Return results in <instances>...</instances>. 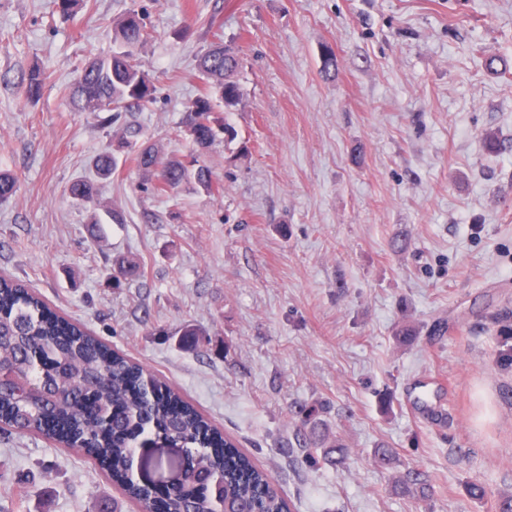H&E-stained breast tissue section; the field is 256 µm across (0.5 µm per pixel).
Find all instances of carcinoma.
Instances as JSON below:
<instances>
[{
  "instance_id": "carcinoma-1",
  "label": "carcinoma",
  "mask_w": 512,
  "mask_h": 512,
  "mask_svg": "<svg viewBox=\"0 0 512 512\" xmlns=\"http://www.w3.org/2000/svg\"><path fill=\"white\" fill-rule=\"evenodd\" d=\"M149 38L145 13L135 8L112 20V52L90 61L70 91L77 112H89L108 124L127 112H143L155 101L156 86L137 54ZM241 66L232 43L218 40L196 57V70L205 90L184 112L179 135L196 151L166 155L155 144L140 145L141 128L125 122L116 134L120 148H138L141 182L163 194L190 186L213 191L212 171L200 163V152L219 134H232L224 113L239 106L244 90L236 80ZM44 73L32 69L19 84L28 100L41 95ZM108 116H103V113ZM96 174L108 179L117 170L115 151L98 154ZM17 192V181L0 173V203ZM72 199L89 202L94 185L76 180L69 187ZM0 419L16 431L42 432L50 421L68 418L73 428L53 427L54 438L70 444L80 435L105 451L112 473L125 478L129 496L141 501L144 512H291L269 475L257 467L238 444L210 425L179 393L125 355L112 351L68 319L52 313L37 296L10 277H0ZM314 449L305 462L314 467L336 453L346 456L341 440L325 446V429L314 422ZM183 448L196 454L205 475L190 490L166 493L164 509L155 510L148 489L131 478L141 461L136 449ZM395 490L424 499L430 487L423 473L409 470L395 481Z\"/></svg>"
}]
</instances>
